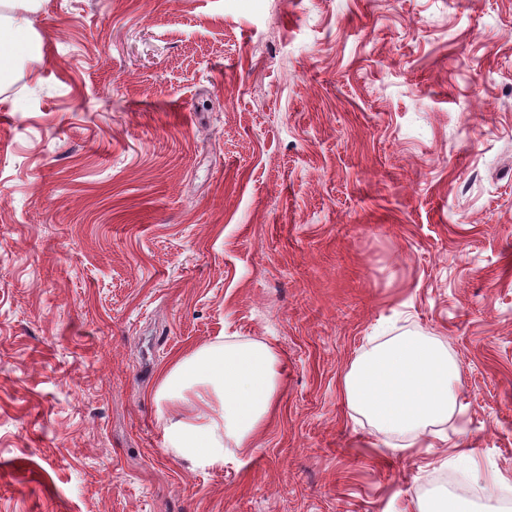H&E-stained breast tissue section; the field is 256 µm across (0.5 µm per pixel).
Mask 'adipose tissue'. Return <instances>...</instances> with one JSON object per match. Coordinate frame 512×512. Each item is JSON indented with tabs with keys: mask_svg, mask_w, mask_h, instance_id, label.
<instances>
[{
	"mask_svg": "<svg viewBox=\"0 0 512 512\" xmlns=\"http://www.w3.org/2000/svg\"><path fill=\"white\" fill-rule=\"evenodd\" d=\"M41 0H0V41L26 37ZM284 361L262 340L217 341L175 356L160 372L168 451L204 466L252 451L283 388ZM458 370L443 343L395 336L358 356L343 378L348 407L383 434L417 446L458 408Z\"/></svg>",
	"mask_w": 512,
	"mask_h": 512,
	"instance_id": "ef3b65f1",
	"label": "adipose tissue"
}]
</instances>
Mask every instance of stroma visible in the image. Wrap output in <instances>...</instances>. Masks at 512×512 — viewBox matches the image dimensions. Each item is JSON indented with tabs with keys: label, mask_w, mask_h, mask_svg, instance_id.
<instances>
[{
	"label": "stroma",
	"mask_w": 512,
	"mask_h": 512,
	"mask_svg": "<svg viewBox=\"0 0 512 512\" xmlns=\"http://www.w3.org/2000/svg\"><path fill=\"white\" fill-rule=\"evenodd\" d=\"M0 51V512H512V0H43ZM440 339L401 452L342 378ZM286 361L249 455L164 450L161 370ZM467 448L468 467L454 454ZM435 510H427L425 505L421 506L420 512H478L473 502L468 499L454 496L444 495L439 498L434 505Z\"/></svg>",
	"instance_id": "stroma-1"
}]
</instances>
